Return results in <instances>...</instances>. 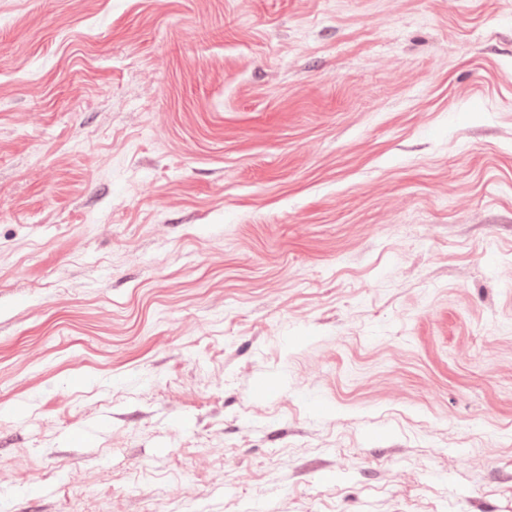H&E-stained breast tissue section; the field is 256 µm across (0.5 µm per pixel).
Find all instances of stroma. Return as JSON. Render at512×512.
I'll list each match as a JSON object with an SVG mask.
<instances>
[{
    "label": "stroma",
    "instance_id": "1",
    "mask_svg": "<svg viewBox=\"0 0 512 512\" xmlns=\"http://www.w3.org/2000/svg\"><path fill=\"white\" fill-rule=\"evenodd\" d=\"M0 512H512V0H0Z\"/></svg>",
    "mask_w": 512,
    "mask_h": 512
}]
</instances>
